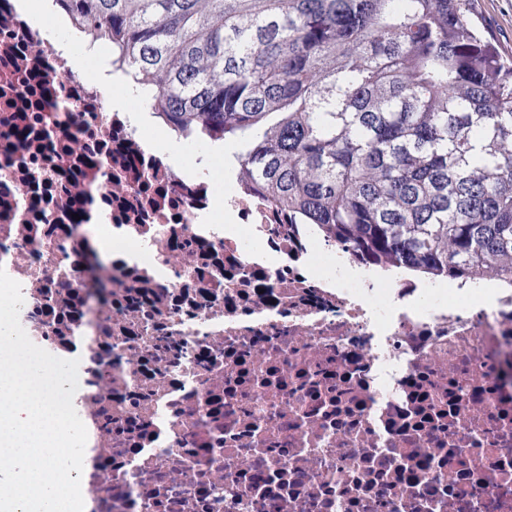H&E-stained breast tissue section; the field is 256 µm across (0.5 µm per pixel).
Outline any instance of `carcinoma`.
<instances>
[{"mask_svg": "<svg viewBox=\"0 0 512 512\" xmlns=\"http://www.w3.org/2000/svg\"><path fill=\"white\" fill-rule=\"evenodd\" d=\"M183 138L364 260L512 278V61L475 0H54Z\"/></svg>", "mask_w": 512, "mask_h": 512, "instance_id": "cac0c4a2", "label": "carcinoma"}]
</instances>
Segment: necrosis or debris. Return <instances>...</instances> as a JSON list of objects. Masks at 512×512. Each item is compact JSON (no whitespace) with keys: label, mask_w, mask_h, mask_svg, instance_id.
<instances>
[{"label":"necrosis or debris","mask_w":512,"mask_h":512,"mask_svg":"<svg viewBox=\"0 0 512 512\" xmlns=\"http://www.w3.org/2000/svg\"><path fill=\"white\" fill-rule=\"evenodd\" d=\"M17 2L0 268L30 340L79 362L84 512H512V283L368 264L185 174Z\"/></svg>","instance_id":"necrosis-or-debris-1"}]
</instances>
